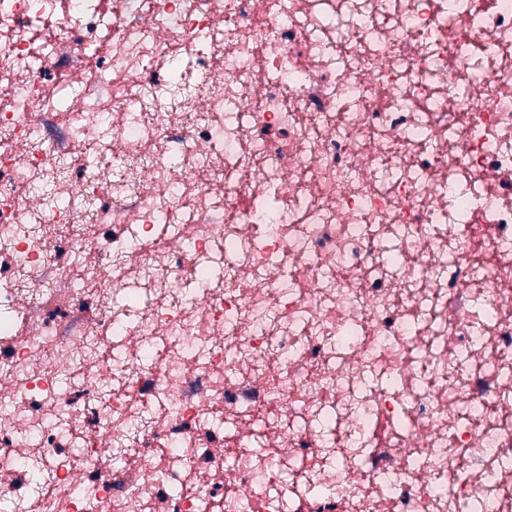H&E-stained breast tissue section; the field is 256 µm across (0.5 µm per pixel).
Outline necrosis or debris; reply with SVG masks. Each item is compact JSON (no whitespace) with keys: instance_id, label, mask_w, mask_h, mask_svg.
I'll return each mask as SVG.
<instances>
[{"instance_id":"necrosis-or-debris-1","label":"necrosis or debris","mask_w":512,"mask_h":512,"mask_svg":"<svg viewBox=\"0 0 512 512\" xmlns=\"http://www.w3.org/2000/svg\"><path fill=\"white\" fill-rule=\"evenodd\" d=\"M0 499L512 512V0H0Z\"/></svg>"}]
</instances>
